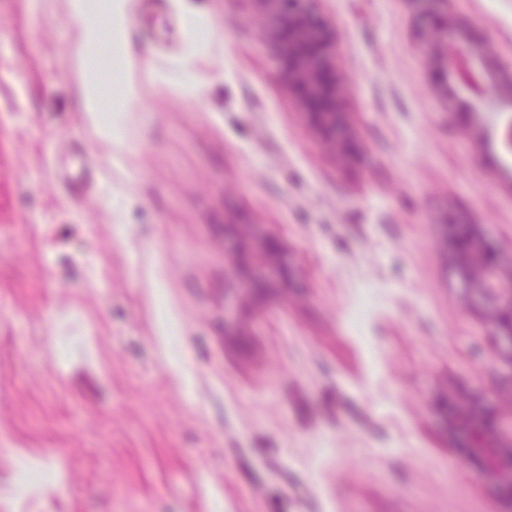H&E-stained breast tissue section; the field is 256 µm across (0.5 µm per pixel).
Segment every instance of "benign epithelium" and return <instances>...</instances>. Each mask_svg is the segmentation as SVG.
Returning <instances> with one entry per match:
<instances>
[{"instance_id": "7a95c632", "label": "benign epithelium", "mask_w": 512, "mask_h": 512, "mask_svg": "<svg viewBox=\"0 0 512 512\" xmlns=\"http://www.w3.org/2000/svg\"><path fill=\"white\" fill-rule=\"evenodd\" d=\"M283 65L288 89L311 119L326 144L340 153L349 151L344 112L337 98L336 33L320 16L315 0H251ZM423 13L441 5L434 22L418 34L436 84L453 80L494 123L512 112V81L489 93L473 90L468 75L483 74L486 46L474 43L466 31L448 23V0H410ZM454 264L461 279L490 309L493 335L512 338V271H503L500 254L491 238L473 224L462 225L454 245ZM466 435V447L479 452L487 476L501 488L512 506V453L502 451L498 425L490 411L474 409L457 418Z\"/></svg>"}]
</instances>
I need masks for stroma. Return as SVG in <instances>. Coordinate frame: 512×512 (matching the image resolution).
Returning a JSON list of instances; mask_svg holds the SVG:
<instances>
[{
    "label": "stroma",
    "instance_id": "35a3bbf8",
    "mask_svg": "<svg viewBox=\"0 0 512 512\" xmlns=\"http://www.w3.org/2000/svg\"><path fill=\"white\" fill-rule=\"evenodd\" d=\"M352 154L250 0H130L123 138L77 101L65 0H0V512H512L450 415L512 430V340L453 264L512 260V158L437 88L410 0H320ZM449 22L512 74V0ZM95 155L79 191L49 160ZM280 243L243 302L225 225Z\"/></svg>",
    "mask_w": 512,
    "mask_h": 512
}]
</instances>
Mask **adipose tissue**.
Here are the masks:
<instances>
[{
	"instance_id": "1",
	"label": "adipose tissue",
	"mask_w": 512,
	"mask_h": 512,
	"mask_svg": "<svg viewBox=\"0 0 512 512\" xmlns=\"http://www.w3.org/2000/svg\"><path fill=\"white\" fill-rule=\"evenodd\" d=\"M129 0H66V14L78 32V49L83 60L102 51L128 56L131 34L127 24ZM105 82L104 70L84 67L79 86V102L93 137L111 140L117 116L103 110L98 90Z\"/></svg>"
}]
</instances>
